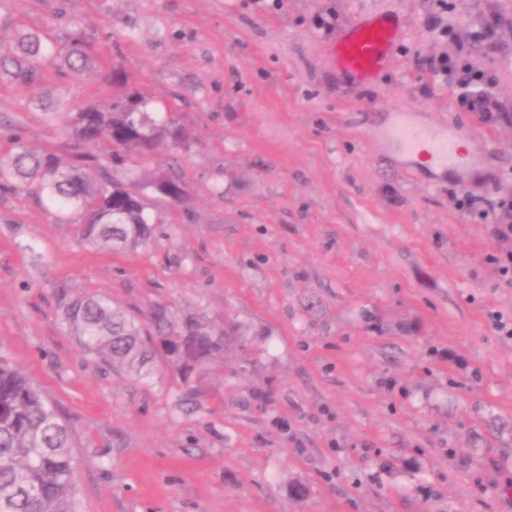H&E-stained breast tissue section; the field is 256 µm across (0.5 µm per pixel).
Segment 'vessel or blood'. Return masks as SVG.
<instances>
[{
    "label": "vessel or blood",
    "mask_w": 512,
    "mask_h": 512,
    "mask_svg": "<svg viewBox=\"0 0 512 512\" xmlns=\"http://www.w3.org/2000/svg\"><path fill=\"white\" fill-rule=\"evenodd\" d=\"M400 35L396 22L381 17L358 19L337 37L331 50L333 61L359 83H371L390 63ZM395 135L410 150L428 147L430 156L441 162L448 161L452 152L448 141L412 126H397Z\"/></svg>",
    "instance_id": "vessel-or-blood-1"
}]
</instances>
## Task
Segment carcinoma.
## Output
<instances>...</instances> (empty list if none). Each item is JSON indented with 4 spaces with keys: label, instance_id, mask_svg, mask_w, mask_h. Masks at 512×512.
I'll return each instance as SVG.
<instances>
[{
    "label": "carcinoma",
    "instance_id": "carcinoma-1",
    "mask_svg": "<svg viewBox=\"0 0 512 512\" xmlns=\"http://www.w3.org/2000/svg\"><path fill=\"white\" fill-rule=\"evenodd\" d=\"M102 73L115 89L106 107L90 103L68 113L63 152L34 150L14 127L0 131L13 144L0 155V191L29 194L46 204L58 224H76L95 249L133 251L150 234L145 192L180 201L185 183L174 172L155 174L131 188L112 179V164L186 143V133L168 110L160 117L153 100L126 71L98 50L91 23L20 28L0 43V78L35 89L53 71L67 82L88 71ZM70 335L103 365L136 379L152 374L157 358L183 381L224 358L229 332L202 312L175 315L159 304L130 312L106 294H59ZM77 461L61 410L20 368L0 358V512H80L73 483Z\"/></svg>",
    "mask_w": 512,
    "mask_h": 512
}]
</instances>
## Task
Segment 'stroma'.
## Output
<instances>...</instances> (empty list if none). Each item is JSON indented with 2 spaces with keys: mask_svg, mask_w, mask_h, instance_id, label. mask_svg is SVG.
Masks as SVG:
<instances>
[{
  "mask_svg": "<svg viewBox=\"0 0 512 512\" xmlns=\"http://www.w3.org/2000/svg\"><path fill=\"white\" fill-rule=\"evenodd\" d=\"M73 16L188 134L135 165H178L188 196L147 194L133 251L0 192V357L66 417L82 512H512V335L491 320L512 322V242L488 206L512 194V0H5L0 40ZM367 16L402 37L363 85L329 53ZM446 55L494 76L500 117L461 108ZM41 88L74 110L114 92ZM30 96L0 82V118L61 148ZM399 124L465 130L466 165L411 160ZM62 288L238 335L190 381L134 379L69 335Z\"/></svg>",
  "mask_w": 512,
  "mask_h": 512,
  "instance_id": "1",
  "label": "stroma"
}]
</instances>
